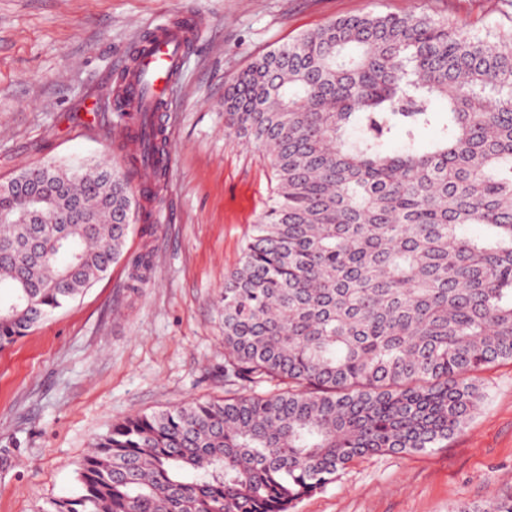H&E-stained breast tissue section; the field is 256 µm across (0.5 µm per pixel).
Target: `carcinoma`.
I'll return each mask as SVG.
<instances>
[{
  "mask_svg": "<svg viewBox=\"0 0 512 512\" xmlns=\"http://www.w3.org/2000/svg\"><path fill=\"white\" fill-rule=\"evenodd\" d=\"M127 116L155 183L136 194L106 161L50 168L64 189L44 213L78 205L87 223L0 224V348L151 218L163 130L146 100ZM224 131L277 180L224 280V399L112 424L47 512H289L358 457L441 447L483 400L481 367L512 361V29L336 18L231 79ZM22 207L1 182L0 211ZM455 512H512V497Z\"/></svg>",
  "mask_w": 512,
  "mask_h": 512,
  "instance_id": "cac0c4a2",
  "label": "carcinoma"
}]
</instances>
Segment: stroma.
<instances>
[{"instance_id": "35a3bbf8", "label": "stroma", "mask_w": 512, "mask_h": 512, "mask_svg": "<svg viewBox=\"0 0 512 512\" xmlns=\"http://www.w3.org/2000/svg\"><path fill=\"white\" fill-rule=\"evenodd\" d=\"M472 31L501 0H0V180L46 164L127 169L120 77L135 45L195 15L160 124L171 165L123 255L81 297L0 351V512L79 489L91 443L137 412L224 396V278L275 187L224 133V87L261 54L342 16L411 8ZM149 268L135 281L133 262ZM445 447L357 459L292 512H454L512 497V362Z\"/></svg>"}]
</instances>
